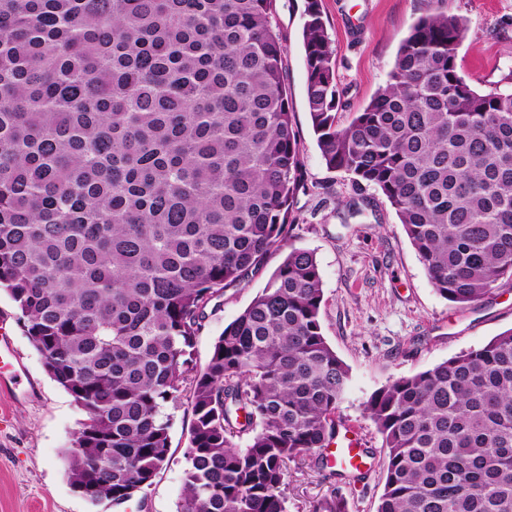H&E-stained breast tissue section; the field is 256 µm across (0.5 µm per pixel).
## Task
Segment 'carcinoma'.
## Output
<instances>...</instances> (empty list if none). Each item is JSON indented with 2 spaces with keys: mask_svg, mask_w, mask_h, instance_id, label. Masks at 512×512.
<instances>
[{
  "mask_svg": "<svg viewBox=\"0 0 512 512\" xmlns=\"http://www.w3.org/2000/svg\"><path fill=\"white\" fill-rule=\"evenodd\" d=\"M276 0H0V290L85 413L66 459L120 506L169 452L188 393L179 512H288V464L336 442L350 382L291 247L194 363L206 308L288 240L306 191ZM307 107L328 168L376 187L457 308L512 281V90L459 74L463 18L425 14L341 127L321 0H306ZM387 465L377 512H512V328L364 405ZM308 512H348L332 493Z\"/></svg>",
  "mask_w": 512,
  "mask_h": 512,
  "instance_id": "1",
  "label": "carcinoma"
}]
</instances>
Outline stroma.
I'll list each match as a JSON object with an SVG mask.
<instances>
[{
    "mask_svg": "<svg viewBox=\"0 0 512 512\" xmlns=\"http://www.w3.org/2000/svg\"><path fill=\"white\" fill-rule=\"evenodd\" d=\"M304 8L305 0H276L272 17L284 40V82L309 187L298 196L291 241L316 254L325 299L323 334L351 376L336 422L368 450L370 469L348 483L324 478L307 460L291 463L288 512H307L311 501L334 489L345 496L348 512H376L385 459L365 401L393 379L430 369L512 328V281L500 282L474 306L456 308L435 292L383 194L325 165L307 108ZM322 10L336 54V80L347 90V106L337 114L340 125H348L385 84L401 41L425 13L466 19L457 63L473 89H512V0H322ZM353 207L360 213L351 218L347 212ZM282 259V253L271 254L248 283L211 302L195 341L198 367H205L225 326ZM18 317L9 296L0 293V336L12 344L24 371L15 395L0 394V512H178L191 422L186 405L172 411L168 463L144 492L143 508L89 504L70 486L65 461L84 413L50 378Z\"/></svg>",
    "mask_w": 512,
    "mask_h": 512,
    "instance_id": "stroma-1",
    "label": "stroma"
}]
</instances>
